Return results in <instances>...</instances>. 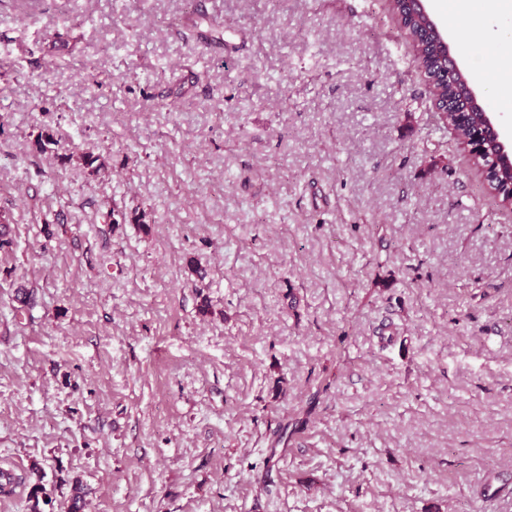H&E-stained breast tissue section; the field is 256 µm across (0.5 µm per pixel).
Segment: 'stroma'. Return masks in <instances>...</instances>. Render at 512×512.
Listing matches in <instances>:
<instances>
[{"label": "stroma", "instance_id": "stroma-1", "mask_svg": "<svg viewBox=\"0 0 512 512\" xmlns=\"http://www.w3.org/2000/svg\"><path fill=\"white\" fill-rule=\"evenodd\" d=\"M503 14L433 12L512 133ZM413 58L386 0H0V512H512V210Z\"/></svg>", "mask_w": 512, "mask_h": 512}]
</instances>
